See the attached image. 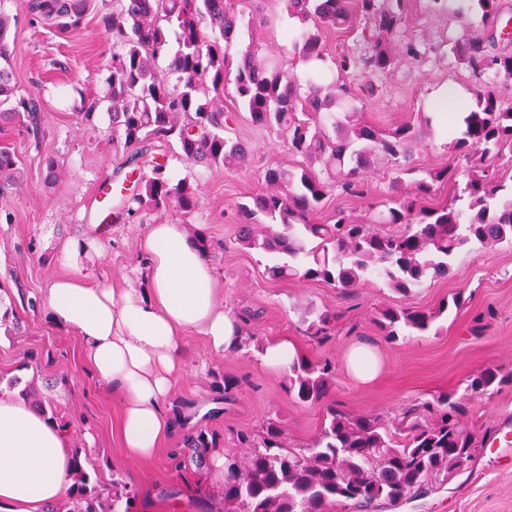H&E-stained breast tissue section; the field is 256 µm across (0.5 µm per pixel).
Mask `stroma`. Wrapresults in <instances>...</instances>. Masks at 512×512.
Here are the masks:
<instances>
[{
	"instance_id": "1",
	"label": "stroma",
	"mask_w": 512,
	"mask_h": 512,
	"mask_svg": "<svg viewBox=\"0 0 512 512\" xmlns=\"http://www.w3.org/2000/svg\"><path fill=\"white\" fill-rule=\"evenodd\" d=\"M115 4L88 0L80 25L62 36L51 23L31 22L28 0H0L11 16L16 92L36 93L43 102L39 140L29 138L17 123L0 124V149L13 152L24 173L22 183L0 199V210L12 216L11 223H0V375L32 379L40 387L55 382L54 401L77 425L74 445H86V435H93L90 465L101 479H117L136 492L135 512H169L173 503L180 512H223V482L215 478L211 463L196 464L187 446L191 437L215 440L223 452L240 455V436L257 433L272 419L283 427L289 447L306 448L329 409L394 427L404 411L417 406L422 419H429L423 405L440 395L460 401L458 421L478 438L512 422V384L486 395L465 392L468 380L485 368L512 372V244L470 246L453 261L447 277L425 282L405 296L379 282L345 290L310 280H273L265 271L268 255L235 242L238 208L264 189L266 170L300 162L282 135L252 123L235 92L237 65L247 51L269 62H287L284 34L300 22L289 17L285 0H233L243 21L224 46V108L235 115L227 135L245 143L246 161L234 167L194 165L176 143H151V155L164 162L173 179H187L196 187L197 209L189 214L173 207L146 210L117 220L98 211L96 183L122 179L135 154L113 131L104 99L112 37L101 18ZM481 28L480 13L461 19L429 12L426 0H412L405 35L435 43ZM346 81L358 96L362 123L381 129L409 123L417 137L409 148L408 173H398L390 159L377 157L357 177L358 192H331L314 214L315 222L339 209L356 222L370 221L372 199L406 198L414 180L451 163L455 185L437 187L426 205L448 200L454 186L464 185L470 169L455 160L451 134L440 120L424 124L423 114L446 90L474 106L477 82L468 70L443 56L426 62L402 59L375 83L359 73ZM84 96L100 101L88 124L77 116ZM160 222L184 225L189 235L207 239L218 299L238 319L244 339L217 356L202 336H184V367L169 401L178 420L176 436L155 458L142 461L122 448L117 399L85 371L78 336L51 321L45 295L55 278L73 273L60 250L63 241H90L83 265L88 280L119 284L141 264L138 242L147 226ZM457 293L465 304L450 312L439 330L392 340L376 322L382 310L434 308ZM326 312L335 319L325 338L309 336V325ZM280 339L291 342L300 357L332 364L333 383L322 401L299 402L286 388L287 374L263 361L262 346ZM358 345L371 348L379 360L380 371L368 383L349 370L348 355ZM371 512H512V467L480 447L468 470L440 475L427 493Z\"/></svg>"
}]
</instances>
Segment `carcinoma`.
<instances>
[{"mask_svg": "<svg viewBox=\"0 0 512 512\" xmlns=\"http://www.w3.org/2000/svg\"><path fill=\"white\" fill-rule=\"evenodd\" d=\"M408 2L287 0L289 14L303 24L289 31L287 39L291 59L307 68L305 83L251 51L237 67L236 95L252 121L282 134L289 151L304 162L300 168L268 169L269 189L240 206L235 241L273 255L274 263L267 267L273 279L320 281L334 288L380 281L406 295L427 280L448 275L455 256L472 243H512V190L506 191L485 164L506 147L512 151V106L504 105L485 83L473 109L454 100L432 103L449 122L462 116L464 130L454 149L472 174L460 193L435 207H416L434 186L454 179L455 169L442 167L412 182L408 199L383 204L376 223L400 224L399 232H378L341 212L328 224L310 220L333 187L352 189L353 177L368 170L378 156L391 158L397 171H405L408 147L416 139L413 125L381 130L337 107L354 96L343 76L359 71L380 76L391 70L399 54L424 61L442 53V43L396 45L406 26ZM471 8L481 12L482 30L456 40L449 53L478 79L491 74L512 82V34L501 25L503 0H467L455 12L462 16ZM84 9L83 0H29L33 19L47 20L61 33L80 24ZM358 19L370 35L363 38L360 52L336 61V79L331 81L324 68L322 34L350 28ZM101 22L112 35V56L106 64L112 128L122 131L126 144L173 140L191 163L226 167L245 162V145L224 136L232 115L224 110L220 42L229 41L241 22L228 0H119ZM309 22L311 29L306 27ZM9 28V17L0 8V104L11 103L10 111H0V122H23L27 135L37 141L40 104L32 94L15 96ZM161 58L168 61L162 74L156 70ZM135 159L142 160L129 172L136 190L121 202L127 217L145 209L173 206L189 213L197 208L196 189L187 179L172 180L165 166L147 159L143 150ZM146 165L150 174L143 175ZM23 177L14 155L0 149V195ZM463 302L458 294L434 310L386 309L376 322L393 339L402 331L426 333L449 308L458 309ZM332 376L328 362L299 359L291 367L287 389L300 402L315 404L327 395ZM508 380L512 374L488 367L469 380L467 390L484 394ZM5 394L51 421L72 426L32 381L0 376V395ZM425 408L435 409V418L409 422L400 441L381 432L369 417L334 411L312 446L299 451L288 449L276 421L267 422L256 437L241 435L249 451L243 457H225L224 512H365L378 502L395 503L422 492L434 475L468 469L476 439L458 422L460 405L445 395ZM84 453V448L74 449L67 497L50 512H132L135 493L119 489L115 480L107 483L91 476Z\"/></svg>", "mask_w": 512, "mask_h": 512, "instance_id": "carcinoma-1", "label": "carcinoma"}]
</instances>
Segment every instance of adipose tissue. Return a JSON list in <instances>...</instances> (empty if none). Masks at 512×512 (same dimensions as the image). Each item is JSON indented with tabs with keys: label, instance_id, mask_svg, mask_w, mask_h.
Instances as JSON below:
<instances>
[{
	"label": "adipose tissue",
	"instance_id": "1",
	"mask_svg": "<svg viewBox=\"0 0 512 512\" xmlns=\"http://www.w3.org/2000/svg\"><path fill=\"white\" fill-rule=\"evenodd\" d=\"M139 250L143 279L118 288L65 276L45 302L51 320L79 336L91 378L119 401L124 448L149 460L173 430L166 402L184 365V334H199L218 355L242 334L182 225H149ZM72 455L70 431L23 401L0 398V512H46L67 492Z\"/></svg>",
	"mask_w": 512,
	"mask_h": 512
}]
</instances>
